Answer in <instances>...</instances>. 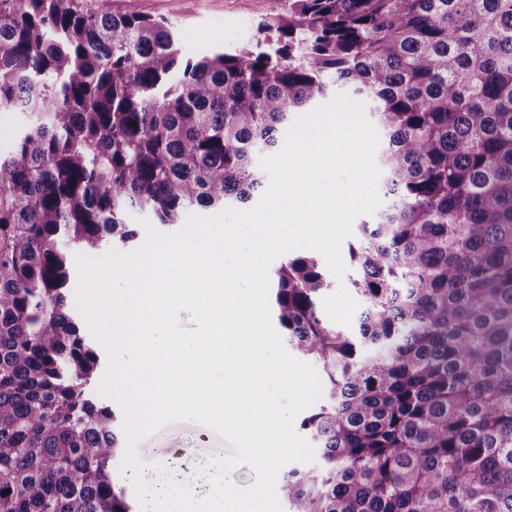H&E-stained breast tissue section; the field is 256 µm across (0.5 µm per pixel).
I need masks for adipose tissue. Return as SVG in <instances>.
I'll return each instance as SVG.
<instances>
[{
	"instance_id": "ef3b65f1",
	"label": "adipose tissue",
	"mask_w": 512,
	"mask_h": 512,
	"mask_svg": "<svg viewBox=\"0 0 512 512\" xmlns=\"http://www.w3.org/2000/svg\"><path fill=\"white\" fill-rule=\"evenodd\" d=\"M136 512H271V501L265 487L231 488L201 464L194 481L164 482L159 491L147 492Z\"/></svg>"
}]
</instances>
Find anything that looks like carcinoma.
<instances>
[{
	"label": "carcinoma",
	"instance_id": "obj_1",
	"mask_svg": "<svg viewBox=\"0 0 512 512\" xmlns=\"http://www.w3.org/2000/svg\"><path fill=\"white\" fill-rule=\"evenodd\" d=\"M335 86L370 107L387 206L349 244L358 330L315 254L273 314L323 373L292 512H512V0H288L247 46L182 55L108 0H0V512H132L116 412L69 307L71 254L148 211L248 203L264 155ZM21 121L22 116L19 112L0 111V153L3 154L10 149Z\"/></svg>",
	"mask_w": 512,
	"mask_h": 512
}]
</instances>
